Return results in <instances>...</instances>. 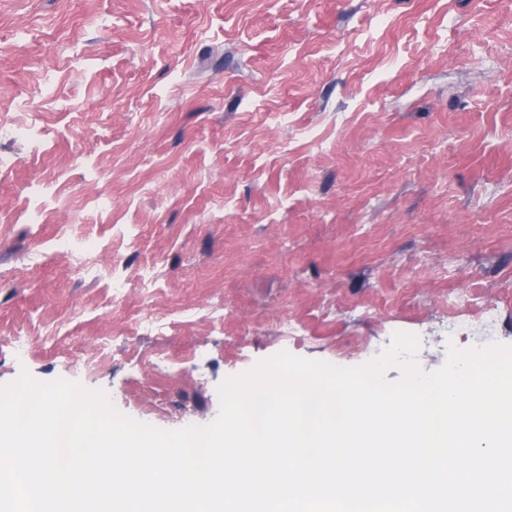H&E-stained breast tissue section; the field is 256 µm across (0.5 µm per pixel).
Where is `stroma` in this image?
<instances>
[{
	"label": "stroma",
	"instance_id": "1",
	"mask_svg": "<svg viewBox=\"0 0 512 512\" xmlns=\"http://www.w3.org/2000/svg\"><path fill=\"white\" fill-rule=\"evenodd\" d=\"M13 124L0 386L76 381L172 431L284 351L356 366L405 332L430 373L512 345V0H0ZM61 231L102 245L98 276L53 254Z\"/></svg>",
	"mask_w": 512,
	"mask_h": 512
}]
</instances>
